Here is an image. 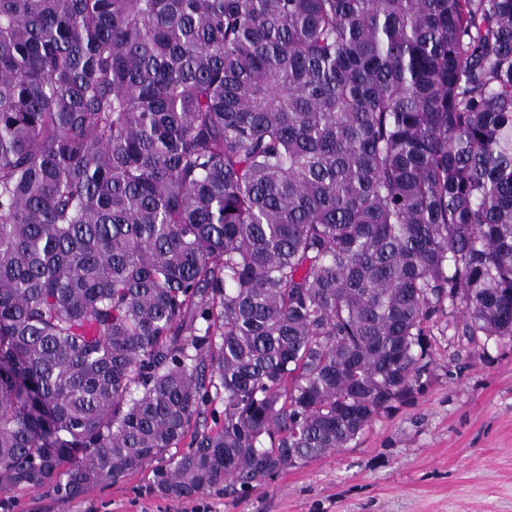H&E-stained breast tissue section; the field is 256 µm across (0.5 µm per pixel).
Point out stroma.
I'll return each instance as SVG.
<instances>
[{"mask_svg":"<svg viewBox=\"0 0 512 512\" xmlns=\"http://www.w3.org/2000/svg\"><path fill=\"white\" fill-rule=\"evenodd\" d=\"M461 309L436 332L423 388L394 402L349 447L244 497H159L149 473L63 500L0 491L8 512H512V339H469Z\"/></svg>","mask_w":512,"mask_h":512,"instance_id":"1","label":"stroma"}]
</instances>
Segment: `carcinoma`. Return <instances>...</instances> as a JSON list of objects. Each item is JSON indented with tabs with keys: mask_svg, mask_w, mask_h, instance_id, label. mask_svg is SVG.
Returning <instances> with one entry per match:
<instances>
[{
	"mask_svg": "<svg viewBox=\"0 0 512 512\" xmlns=\"http://www.w3.org/2000/svg\"><path fill=\"white\" fill-rule=\"evenodd\" d=\"M447 301L512 338V0H0V489H260Z\"/></svg>",
	"mask_w": 512,
	"mask_h": 512,
	"instance_id": "obj_1",
	"label": "carcinoma"
}]
</instances>
